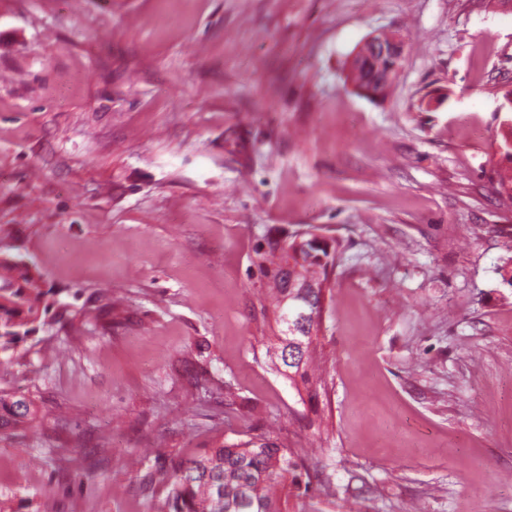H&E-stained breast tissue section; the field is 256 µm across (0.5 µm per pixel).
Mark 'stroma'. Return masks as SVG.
I'll return each mask as SVG.
<instances>
[{
    "label": "stroma",
    "instance_id": "1",
    "mask_svg": "<svg viewBox=\"0 0 512 512\" xmlns=\"http://www.w3.org/2000/svg\"><path fill=\"white\" fill-rule=\"evenodd\" d=\"M405 57L371 98L370 36ZM512 0H0V245L53 311L0 391V512H148L266 435L282 512H512ZM337 246L316 396L267 350L269 247ZM37 417V410L31 400L15 398L14 395L0 392V428L22 426Z\"/></svg>",
    "mask_w": 512,
    "mask_h": 512
}]
</instances>
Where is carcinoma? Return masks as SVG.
I'll list each match as a JSON object with an SVG mask.
<instances>
[{
  "instance_id": "obj_1",
  "label": "carcinoma",
  "mask_w": 512,
  "mask_h": 512,
  "mask_svg": "<svg viewBox=\"0 0 512 512\" xmlns=\"http://www.w3.org/2000/svg\"><path fill=\"white\" fill-rule=\"evenodd\" d=\"M501 154L512 163V119L503 124ZM496 191L512 203V173L496 172ZM273 268V279L281 278L282 263L299 272V277L328 284L329 269L335 256L309 233L295 236L283 246L263 254ZM276 323L280 336L274 354L290 381L300 377L312 390L308 370L312 362L315 336L305 338L299 358L285 356L288 320L302 311L320 313L319 298L293 296L285 288L276 289ZM53 306L49 292L42 287L40 274L0 251V365L11 362ZM37 417L32 401L0 394V428L22 426ZM159 482L165 485L163 496L154 499L149 512H281L276 497L278 488L299 485L297 464L290 451L266 436L233 443L221 442L204 455L187 461L168 460L158 448L151 459Z\"/></svg>"
}]
</instances>
